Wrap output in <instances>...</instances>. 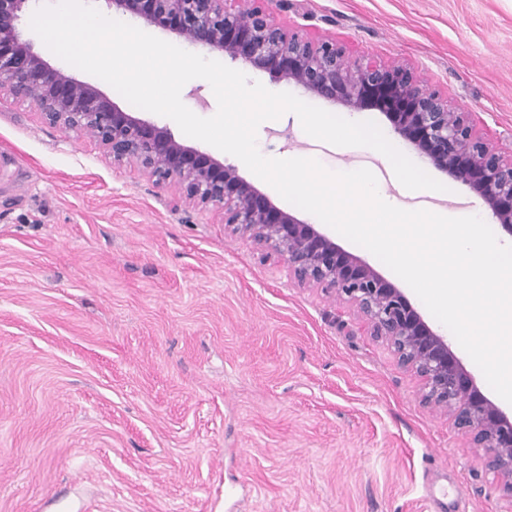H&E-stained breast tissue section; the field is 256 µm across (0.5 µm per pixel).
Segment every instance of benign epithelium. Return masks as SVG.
Segmentation results:
<instances>
[{"instance_id":"obj_1","label":"benign epithelium","mask_w":512,"mask_h":512,"mask_svg":"<svg viewBox=\"0 0 512 512\" xmlns=\"http://www.w3.org/2000/svg\"><path fill=\"white\" fill-rule=\"evenodd\" d=\"M32 0H0V102L32 103L41 120L91 134L118 167L156 184L178 182L174 207L208 208L225 227L281 257L299 284L331 290L354 308L370 335L390 344L399 364L422 381L421 401L444 409L512 496V416L475 377L404 291L365 260L278 206L238 169L126 112L95 85L57 69L21 31ZM119 14L189 45L241 61L349 112L376 110L392 133L438 172L460 182L512 236V153L503 152L472 114L459 112L398 60L351 58L328 37L291 31L272 0H102Z\"/></svg>"}]
</instances>
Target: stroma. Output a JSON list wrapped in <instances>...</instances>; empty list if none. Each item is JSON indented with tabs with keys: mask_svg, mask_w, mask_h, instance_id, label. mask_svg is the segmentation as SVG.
Here are the masks:
<instances>
[{
	"mask_svg": "<svg viewBox=\"0 0 512 512\" xmlns=\"http://www.w3.org/2000/svg\"><path fill=\"white\" fill-rule=\"evenodd\" d=\"M411 63L512 150V0H274ZM266 156L385 165L263 122ZM176 183L0 104V512H512V495L334 292Z\"/></svg>",
	"mask_w": 512,
	"mask_h": 512,
	"instance_id": "obj_1",
	"label": "stroma"
}]
</instances>
